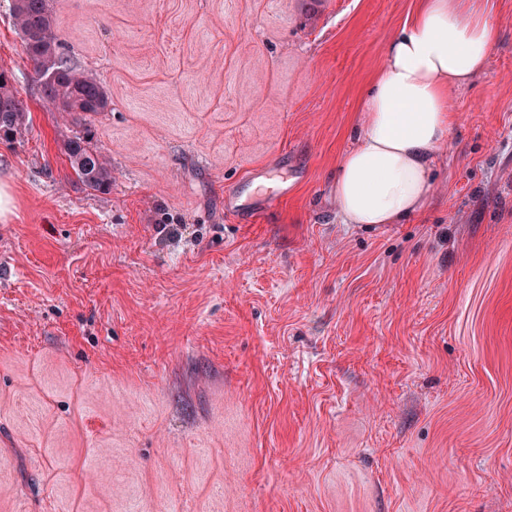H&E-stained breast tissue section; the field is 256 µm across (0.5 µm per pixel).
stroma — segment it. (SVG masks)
Listing matches in <instances>:
<instances>
[{"label":"stroma","mask_w":512,"mask_h":512,"mask_svg":"<svg viewBox=\"0 0 512 512\" xmlns=\"http://www.w3.org/2000/svg\"><path fill=\"white\" fill-rule=\"evenodd\" d=\"M10 2L0 512H512V0L426 208L375 227L331 183L416 0H50L109 96L76 122ZM26 131V108L10 89L6 72L0 70V138L21 139ZM83 134H76L65 144V152L79 180L95 190L109 188L112 183L111 170L104 155L92 147Z\"/></svg>","instance_id":"obj_1"}]
</instances>
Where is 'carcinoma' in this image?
<instances>
[{"label": "carcinoma", "mask_w": 512, "mask_h": 512, "mask_svg": "<svg viewBox=\"0 0 512 512\" xmlns=\"http://www.w3.org/2000/svg\"><path fill=\"white\" fill-rule=\"evenodd\" d=\"M11 16L22 34V45L40 87L54 111L66 115L97 114L109 107V98L94 78L80 72L63 50L55 33L49 0H12ZM27 131L26 108L0 70V138L18 139ZM65 152L79 180L95 190L109 188L111 170L104 155L81 134L69 138Z\"/></svg>", "instance_id": "carcinoma-1"}]
</instances>
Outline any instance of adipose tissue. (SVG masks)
Instances as JSON below:
<instances>
[{"mask_svg": "<svg viewBox=\"0 0 512 512\" xmlns=\"http://www.w3.org/2000/svg\"><path fill=\"white\" fill-rule=\"evenodd\" d=\"M494 42L491 0H417L358 100L357 144L331 190L343 223L400 224L423 210L456 125L448 97L485 71Z\"/></svg>", "mask_w": 512, "mask_h": 512, "instance_id": "adipose-tissue-1", "label": "adipose tissue"}]
</instances>
